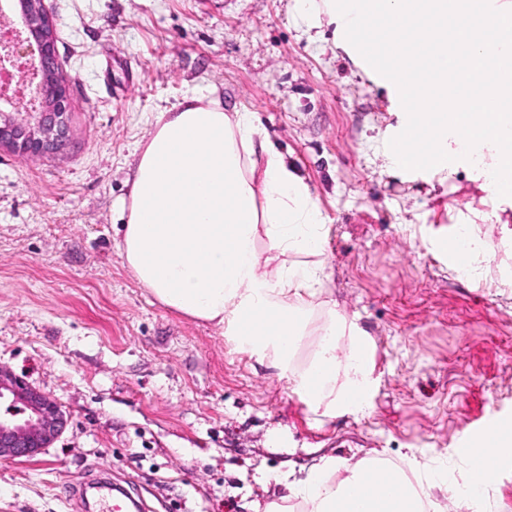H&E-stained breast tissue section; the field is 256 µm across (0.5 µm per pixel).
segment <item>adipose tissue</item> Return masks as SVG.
<instances>
[{"mask_svg":"<svg viewBox=\"0 0 512 512\" xmlns=\"http://www.w3.org/2000/svg\"><path fill=\"white\" fill-rule=\"evenodd\" d=\"M120 255L159 303L240 340L297 391L327 410H363L373 364L354 324L328 314L310 327L307 313L326 276L324 219L310 185L271 142L253 113L225 111L214 94H187L158 113L137 149ZM305 255L298 263L297 255ZM348 337L345 359L330 355L306 369L291 351L310 331ZM329 459L284 487L267 512H422L419 496L347 498L330 484Z\"/></svg>","mask_w":512,"mask_h":512,"instance_id":"ef3b65f1","label":"adipose tissue"}]
</instances>
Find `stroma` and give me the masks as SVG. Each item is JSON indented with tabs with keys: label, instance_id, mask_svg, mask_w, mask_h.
Instances as JSON below:
<instances>
[{
	"label": "stroma",
	"instance_id": "35a3bbf8",
	"mask_svg": "<svg viewBox=\"0 0 512 512\" xmlns=\"http://www.w3.org/2000/svg\"><path fill=\"white\" fill-rule=\"evenodd\" d=\"M69 84L54 155L0 150V364L68 415L34 458L0 461V512H82L100 473L144 512H265L328 458L412 464L453 512H512V465L449 499L477 420L512 415V206L480 224L479 269L438 245L483 196L464 172L391 173L400 114L383 79L294 0H47ZM255 112L327 224L321 300L364 331V412L314 408L214 327L162 307L117 243L150 118L189 90Z\"/></svg>",
	"mask_w": 512,
	"mask_h": 512
}]
</instances>
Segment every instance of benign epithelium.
Wrapping results in <instances>:
<instances>
[{
	"instance_id": "benign-epithelium-1",
	"label": "benign epithelium",
	"mask_w": 512,
	"mask_h": 512,
	"mask_svg": "<svg viewBox=\"0 0 512 512\" xmlns=\"http://www.w3.org/2000/svg\"><path fill=\"white\" fill-rule=\"evenodd\" d=\"M28 37L0 29V82L23 73L14 95H0V149L22 157L60 150L69 127V86L56 65L57 39L45 0H16ZM68 418L46 393L0 364V460L33 458L63 433Z\"/></svg>"
}]
</instances>
